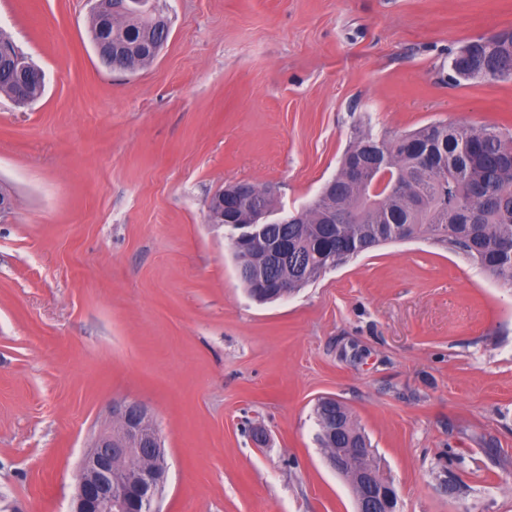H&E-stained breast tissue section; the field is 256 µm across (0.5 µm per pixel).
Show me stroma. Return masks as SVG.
<instances>
[{
  "label": "stroma",
  "instance_id": "obj_1",
  "mask_svg": "<svg viewBox=\"0 0 512 512\" xmlns=\"http://www.w3.org/2000/svg\"><path fill=\"white\" fill-rule=\"evenodd\" d=\"M154 63L103 66L89 0H0L45 76L0 95V512H70L113 401L151 409L159 512H354L313 412L339 399L401 512H512V288L414 239L290 296L245 292L212 197L286 215L354 137L443 121L512 134V81H450L512 0H162ZM19 92L20 88L18 82L14 79L13 75L0 67V94L3 93L11 98ZM43 92L44 85H42L38 80L32 79L25 87L23 96L17 95L14 98V101L19 105H25L27 104V101L24 99L25 97L30 103H32L38 100L42 96Z\"/></svg>",
  "mask_w": 512,
  "mask_h": 512
}]
</instances>
